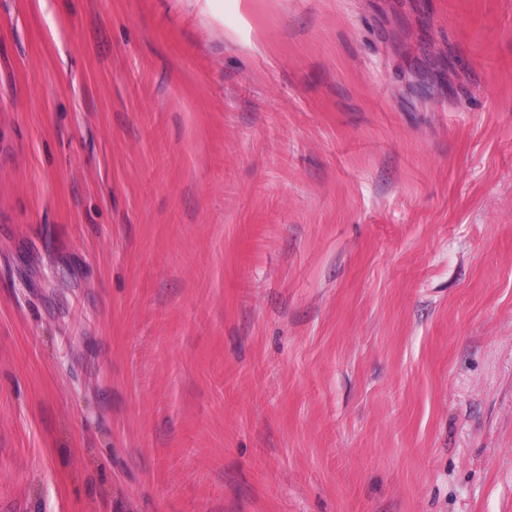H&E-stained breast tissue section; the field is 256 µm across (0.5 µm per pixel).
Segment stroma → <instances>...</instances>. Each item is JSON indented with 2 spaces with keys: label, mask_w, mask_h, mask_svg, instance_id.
Here are the masks:
<instances>
[{
  "label": "stroma",
  "mask_w": 512,
  "mask_h": 512,
  "mask_svg": "<svg viewBox=\"0 0 512 512\" xmlns=\"http://www.w3.org/2000/svg\"><path fill=\"white\" fill-rule=\"evenodd\" d=\"M0 512H512V0H0Z\"/></svg>",
  "instance_id": "obj_1"
}]
</instances>
